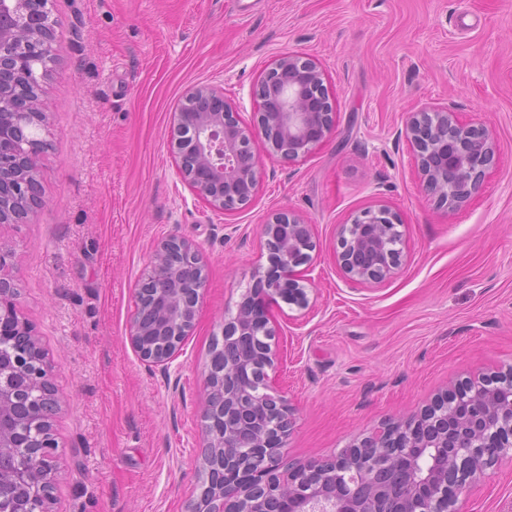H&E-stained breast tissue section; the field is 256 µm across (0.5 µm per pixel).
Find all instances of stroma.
<instances>
[{
	"mask_svg": "<svg viewBox=\"0 0 512 512\" xmlns=\"http://www.w3.org/2000/svg\"><path fill=\"white\" fill-rule=\"evenodd\" d=\"M53 0L61 47L44 80L43 203L0 224L19 312L54 361L62 412L53 512H187L203 480L209 349L266 265L262 224L304 216L316 248L308 303L271 309L277 387L294 410L288 465L336 457L451 384L512 366V0ZM315 60L334 133L295 163L265 160L252 202L212 212L176 174L172 117L197 84L244 122L280 55ZM446 106L499 144L481 189L449 213L424 196L398 141L407 112ZM384 204L402 269L380 285L339 271L337 230ZM196 242L208 282L168 369L128 340L155 243ZM456 512H512V462Z\"/></svg>",
	"mask_w": 512,
	"mask_h": 512,
	"instance_id": "obj_1",
	"label": "stroma"
}]
</instances>
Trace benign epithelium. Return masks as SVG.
I'll list each match as a JSON object with an SVG mask.
<instances>
[{
  "mask_svg": "<svg viewBox=\"0 0 512 512\" xmlns=\"http://www.w3.org/2000/svg\"><path fill=\"white\" fill-rule=\"evenodd\" d=\"M60 46L45 12L30 0H0V223L21 222L40 202L35 128L47 123L39 108L43 82L59 59ZM260 101L250 126L241 121L224 91L209 84L189 88L174 112L171 150L180 180L208 207L230 215L250 203L262 177L253 141L267 155L297 162L336 128V113L324 74L311 58L279 56L260 77ZM397 138L404 140L420 180L436 206L452 212L484 182L497 156V142L484 125L460 119L446 106L407 113ZM397 216L386 205L366 208L340 225L337 261L343 276L381 284L402 267ZM269 268H257L251 288L234 316L224 320V346L261 341L254 356H240L212 370L204 384L206 454L224 459V484L213 488L204 512H267L270 498H286L290 512H449L468 484L512 450V368L492 381L462 380L419 413L383 423L353 439L352 448H373L371 460L337 455L334 471L316 465L290 469L280 449L290 435L293 411L274 389L265 369L278 360L271 340V308L283 300L306 304L298 267L315 249L311 225L293 211L271 215L261 226ZM199 247L170 236L155 247L137 288L139 306L128 340L139 356L167 365L194 324L199 298L187 300L179 287L195 263L197 292L207 286ZM14 279L0 270V334H11L36 356L0 353V489L11 490L16 512H50L56 487L58 447L53 421L62 409L53 369L31 325L18 315ZM45 400L27 405L19 419L13 406L25 393ZM407 431L404 450H385L397 430ZM458 484L448 486V468Z\"/></svg>",
  "mask_w": 512,
  "mask_h": 512,
  "instance_id": "benign-epithelium-1",
  "label": "benign epithelium"
}]
</instances>
